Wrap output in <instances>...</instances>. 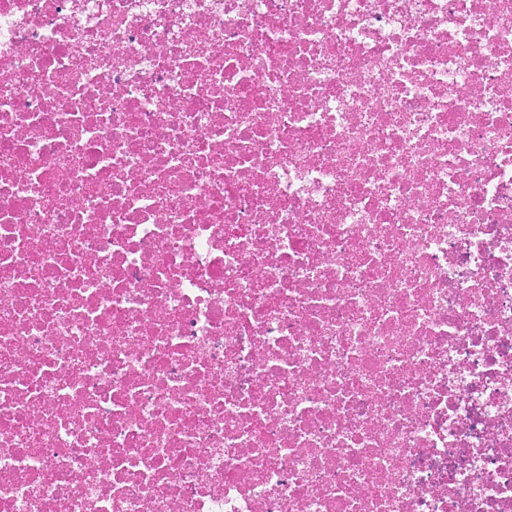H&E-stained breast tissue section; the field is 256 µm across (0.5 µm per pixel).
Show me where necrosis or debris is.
<instances>
[{"mask_svg": "<svg viewBox=\"0 0 512 512\" xmlns=\"http://www.w3.org/2000/svg\"><path fill=\"white\" fill-rule=\"evenodd\" d=\"M0 512H512V0H0Z\"/></svg>", "mask_w": 512, "mask_h": 512, "instance_id": "necrosis-or-debris-1", "label": "necrosis or debris"}]
</instances>
